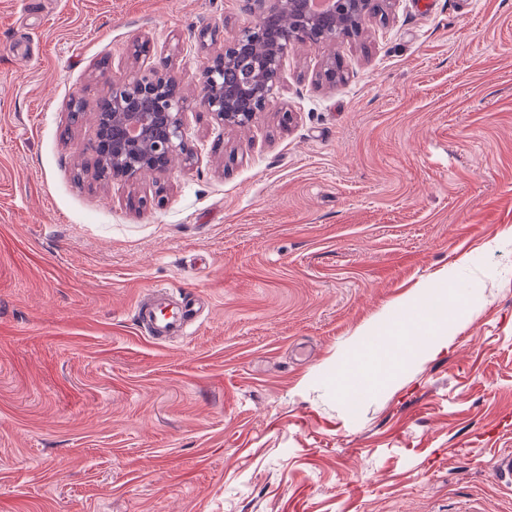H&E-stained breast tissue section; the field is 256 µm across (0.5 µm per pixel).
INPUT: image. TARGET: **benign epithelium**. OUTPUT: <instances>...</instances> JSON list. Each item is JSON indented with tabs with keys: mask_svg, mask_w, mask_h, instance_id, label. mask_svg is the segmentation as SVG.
Wrapping results in <instances>:
<instances>
[{
	"mask_svg": "<svg viewBox=\"0 0 512 512\" xmlns=\"http://www.w3.org/2000/svg\"><path fill=\"white\" fill-rule=\"evenodd\" d=\"M370 5L371 0H331L329 12L342 14L347 28L360 29ZM242 8L252 21L225 39L202 71L198 101L200 111L233 128L250 126L274 103L285 61L299 44L293 38L269 42L268 18L288 13L305 27L299 33L305 41L316 47L336 44L334 35L325 39L309 33L313 22L325 17L311 9L309 0H242ZM107 85L95 115L94 139L84 148L94 157V177L133 183L171 174L165 160L186 151L182 116L189 104L170 64L125 70Z\"/></svg>",
	"mask_w": 512,
	"mask_h": 512,
	"instance_id": "7a95c632",
	"label": "benign epithelium"
}]
</instances>
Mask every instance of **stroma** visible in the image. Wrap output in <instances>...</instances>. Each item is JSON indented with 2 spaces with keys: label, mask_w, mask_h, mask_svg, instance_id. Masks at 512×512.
<instances>
[{
  "label": "stroma",
  "mask_w": 512,
  "mask_h": 512,
  "mask_svg": "<svg viewBox=\"0 0 512 512\" xmlns=\"http://www.w3.org/2000/svg\"><path fill=\"white\" fill-rule=\"evenodd\" d=\"M247 21L0 0V512H512V0H398L296 46L249 128L186 112L171 178L94 180L131 42L192 99ZM157 285L199 307L171 342L134 319ZM442 288L447 349L341 396L361 334Z\"/></svg>",
  "instance_id": "1"
}]
</instances>
